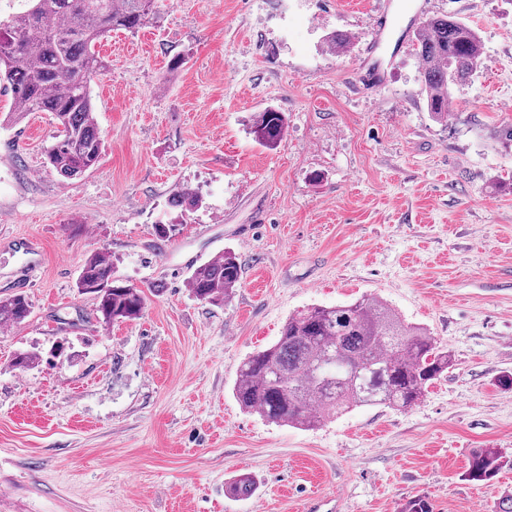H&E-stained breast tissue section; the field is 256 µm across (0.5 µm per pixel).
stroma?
I'll return each instance as SVG.
<instances>
[{"label":"stroma","mask_w":512,"mask_h":512,"mask_svg":"<svg viewBox=\"0 0 512 512\" xmlns=\"http://www.w3.org/2000/svg\"><path fill=\"white\" fill-rule=\"evenodd\" d=\"M384 0H163L115 30L92 84L103 142L75 182L45 150L47 112L0 91V298L34 240L31 314L0 330V512H493L512 469L468 480L472 451L512 458V0H428L472 26L481 70L433 119L416 28L383 46L382 90L356 63ZM350 35L347 52L325 44ZM186 63L169 76V61ZM285 112L273 149L252 113ZM202 204L181 212L173 193ZM172 224L167 239L155 225ZM237 254L221 305L187 288L188 260ZM141 288L139 319L105 327L77 279L92 253ZM376 297L448 347L454 365L406 411L357 408L313 430L242 410L241 363L288 317ZM39 354L16 368L17 352ZM241 474L255 491L237 498Z\"/></svg>","instance_id":"1"}]
</instances>
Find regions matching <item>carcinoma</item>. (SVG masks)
<instances>
[{
	"instance_id": "1",
	"label": "carcinoma",
	"mask_w": 512,
	"mask_h": 512,
	"mask_svg": "<svg viewBox=\"0 0 512 512\" xmlns=\"http://www.w3.org/2000/svg\"><path fill=\"white\" fill-rule=\"evenodd\" d=\"M157 0H32L24 13L0 22V80L14 111L49 112L59 126L47 151L48 163L74 181L100 160L102 141L95 120L91 83L107 65L95 46L107 34L134 32L158 18ZM419 80L427 107L448 120L452 87L472 78L482 65L477 31L451 15L427 18L415 36ZM288 127L284 113L267 108L249 123L255 141L274 148ZM171 204L192 211L200 204L191 189L176 192ZM242 266L225 251L198 266L187 286L198 300L220 304L240 285ZM118 279L110 256L90 255L77 288L93 297L98 322L139 318L142 291L114 288ZM30 315L26 297L0 300V325L15 326ZM448 348L426 330L409 325L377 298L332 307L316 306L288 318L276 342L248 356L238 370L234 396L240 407L269 422L312 429L353 408L386 406L405 411L451 369ZM506 465L496 448L472 451L466 476L489 482ZM255 482L238 476L230 485L248 496Z\"/></svg>"
}]
</instances>
